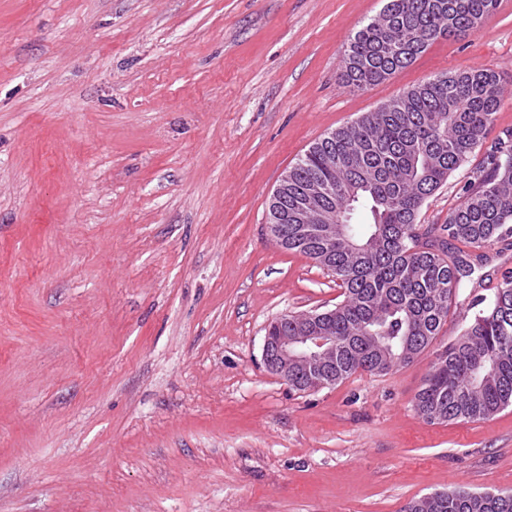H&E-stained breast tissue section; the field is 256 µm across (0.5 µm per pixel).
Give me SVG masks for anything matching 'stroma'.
I'll list each match as a JSON object with an SVG mask.
<instances>
[{
	"label": "stroma",
	"mask_w": 512,
	"mask_h": 512,
	"mask_svg": "<svg viewBox=\"0 0 512 512\" xmlns=\"http://www.w3.org/2000/svg\"><path fill=\"white\" fill-rule=\"evenodd\" d=\"M385 0H0V512H400L512 491V407L430 424L435 358L297 392L263 365L286 312L343 289L267 212L328 132L449 71L502 78L512 0L359 89L344 51ZM418 216L443 223L469 167ZM462 278L436 344L512 270Z\"/></svg>",
	"instance_id": "obj_1"
}]
</instances>
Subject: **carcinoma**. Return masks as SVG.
Returning <instances> with one entry per match:
<instances>
[{"mask_svg": "<svg viewBox=\"0 0 512 512\" xmlns=\"http://www.w3.org/2000/svg\"><path fill=\"white\" fill-rule=\"evenodd\" d=\"M498 0H387L380 15L350 39L343 77L358 88L408 67L438 38L477 31ZM502 83L491 69L459 70L430 78L376 112H369L313 144L273 194L268 223L286 250L327 269L344 299L325 311L277 318L266 335L328 340L322 366H288V387L337 385L358 371L387 374L412 363L437 339L461 278L473 265L449 258L460 242L482 251L512 246V130L501 132L480 167L471 170L462 200L443 224L419 233L418 214L448 177L465 166L492 132ZM328 186L322 205L329 220L348 224L363 244L355 250L341 233L323 239L317 215L305 220L309 183ZM358 213L368 221L354 222ZM459 336L436 351L415 409L430 423L484 420L512 406V271L493 298L471 301ZM401 512H512V493L465 487L412 499Z\"/></svg>", "mask_w": 512, "mask_h": 512, "instance_id": "carcinoma-1", "label": "carcinoma"}]
</instances>
